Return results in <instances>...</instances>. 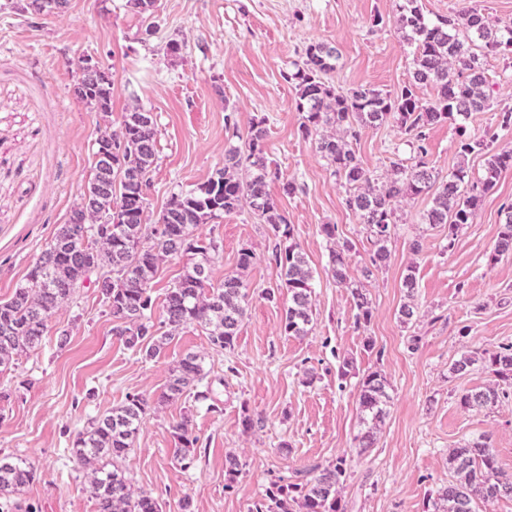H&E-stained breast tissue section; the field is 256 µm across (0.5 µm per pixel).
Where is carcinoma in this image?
Listing matches in <instances>:
<instances>
[{
  "instance_id": "obj_1",
  "label": "carcinoma",
  "mask_w": 512,
  "mask_h": 512,
  "mask_svg": "<svg viewBox=\"0 0 512 512\" xmlns=\"http://www.w3.org/2000/svg\"><path fill=\"white\" fill-rule=\"evenodd\" d=\"M398 24L406 42L414 46V83L390 95L372 88L343 89L328 82L336 69L338 53L327 44L307 48L305 60L295 65L287 79L294 84L297 110L303 114L302 133L319 134L316 150L349 190L347 207L364 224L371 242L369 261L379 269L390 257L388 243L395 224L397 205L406 198L432 196L425 223L448 227L449 249L459 228L471 224L483 195L494 186L498 174L512 168V152H494L483 139L461 135L457 153L460 165L448 179L439 180L429 166L428 131L431 126L481 112L489 103L481 59L501 47L512 48V26L492 28L475 6H464L448 16H426L419 0H399ZM435 91L423 104L415 87ZM73 94L108 115L112 112V84L85 75L73 86ZM393 122L414 147L411 164L396 162L382 185L375 184L353 144L368 128ZM265 120L252 124L243 146L224 155V166L198 187L174 193L155 223L149 224L147 189L158 159L157 120L141 106L124 116L121 130L100 132L94 141V165L81 202L15 288L11 298L0 300V374L10 370L22 355L41 348L56 311L72 302L76 290L94 271L102 272L97 288L112 316V335L123 344L152 359L181 328L196 326L207 335L211 348L231 352L248 305V285L235 274L218 283L211 279L221 261V248L211 239L195 237L199 224L224 214L249 210L266 226L274 245L269 259L280 268V284L262 288L258 295L273 300L279 289L288 292V306L280 331L303 337L312 323L313 272L295 241L294 227L281 213L269 192L278 177L269 158ZM123 145L121 155L107 159L109 144ZM487 156L483 177L471 176L466 160ZM349 244L330 250L329 266L336 284L349 290L357 309L356 323L371 322V303L359 282L348 273ZM512 254V205L507 207L491 261ZM183 258V273L166 293L160 323L154 322L152 283L160 264ZM482 363L494 382L482 390L461 394L465 409H489L506 397L500 384L512 385V344L496 350L466 354L451 366L462 375ZM204 358L187 353L169 373L160 401L172 402L189 394L197 401L211 398L212 380ZM388 382L381 371L362 377L357 403L359 448L375 444L376 430L386 414ZM151 410L149 398L140 393L126 396L112 411L96 417L71 442L72 458L86 474L96 512H161L157 499L135 493L121 467L133 446L140 425ZM178 448L175 459L183 468L197 457L200 438L185 417L171 425ZM342 456L326 464H313L295 480L271 482L265 495L249 512H343L336 496L345 476ZM448 484L436 491L434 512H482L494 502L512 496V476L498 466L487 436L453 448L448 453ZM39 479L38 469L27 459L0 458V496L8 498Z\"/></svg>"
}]
</instances>
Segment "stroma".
Here are the masks:
<instances>
[{
    "label": "stroma",
    "mask_w": 512,
    "mask_h": 512,
    "mask_svg": "<svg viewBox=\"0 0 512 512\" xmlns=\"http://www.w3.org/2000/svg\"><path fill=\"white\" fill-rule=\"evenodd\" d=\"M396 0H158L152 15L128 11L126 0H70L60 15L21 14L0 0V300L23 283L35 258L70 209L80 202L93 167L98 114L77 99L80 60L90 57L112 75V131L139 105L158 125V160L147 190L150 217L173 193L205 182L238 145L224 127L234 113L240 135L265 119L270 157L280 178L269 190L314 271V324L308 336L280 332L288 305L280 270L268 260L261 225L245 212L199 225L217 239L222 262L215 279L238 271L241 248L258 262L242 274L250 288H278L274 301L252 296L235 348L213 351L200 328H183L153 359L128 350L112 334L93 283L56 312L41 349L0 375V456H20L40 471L19 501L37 512H95L85 480L70 455L73 435L109 412L127 394L157 397L183 355L205 358L220 412L182 398L146 417L122 466L134 491L159 499L163 512H248L271 481L312 463L342 456L347 474L337 488L345 512H432L446 485L448 451L490 437L499 465L512 474V397L490 410H467L458 398L492 381L482 364L459 376L451 365L474 350L512 342V256L490 263L503 205L512 203V169L499 174L473 223L460 227L453 248L448 231L422 223L428 196L398 206L385 266L372 268L363 224L346 205V189L301 132L296 90L286 75L309 45L334 46L333 81L396 93L411 83L413 49L396 23ZM177 41L178 53L168 44ZM489 106L469 118L429 131V160L440 177L459 162L461 135L493 137L495 151H512V129L498 127L500 108L512 107V52L487 55ZM363 167L382 179L393 162L413 151L392 124L366 130L356 146ZM299 186L295 194L285 182ZM338 227L337 242L352 246L350 277L372 304L367 326L355 324L348 290L329 267L321 225ZM419 251H412V243ZM414 268L417 287L403 278ZM415 302V320L403 323L401 306ZM66 345H59L60 334ZM355 374H337L343 359ZM235 374H227V367ZM381 370L391 396L373 448L354 446L359 430L361 376ZM257 423L243 430V410ZM190 416L203 452L189 469L174 458L170 425ZM243 468L226 486L224 461Z\"/></svg>",
    "instance_id": "35a3bbf8"
}]
</instances>
